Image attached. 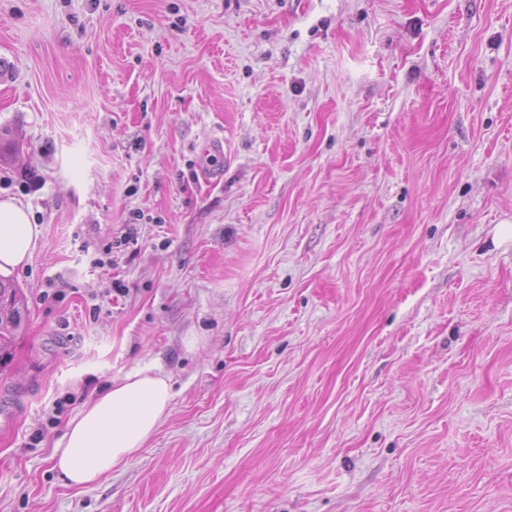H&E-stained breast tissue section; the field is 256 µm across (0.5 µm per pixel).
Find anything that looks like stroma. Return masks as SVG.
Instances as JSON below:
<instances>
[{
  "mask_svg": "<svg viewBox=\"0 0 512 512\" xmlns=\"http://www.w3.org/2000/svg\"><path fill=\"white\" fill-rule=\"evenodd\" d=\"M0 68V512H512V0H0ZM145 367L156 433L66 485ZM32 210L14 198L0 199V273L26 263L39 234ZM24 310L25 301L20 288L0 276V360L13 343ZM171 399L169 378L151 368L112 381L68 423L54 448V468L71 485L97 481L142 450Z\"/></svg>",
  "mask_w": 512,
  "mask_h": 512,
  "instance_id": "stroma-1",
  "label": "stroma"
}]
</instances>
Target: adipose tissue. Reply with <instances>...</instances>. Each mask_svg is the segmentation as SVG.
<instances>
[{
  "mask_svg": "<svg viewBox=\"0 0 512 512\" xmlns=\"http://www.w3.org/2000/svg\"><path fill=\"white\" fill-rule=\"evenodd\" d=\"M39 234L31 209L0 199V273L26 263ZM172 399L167 376L142 368L112 384L72 419L53 452L69 484L85 485L142 450Z\"/></svg>",
  "mask_w": 512,
  "mask_h": 512,
  "instance_id": "obj_1",
  "label": "adipose tissue"
}]
</instances>
